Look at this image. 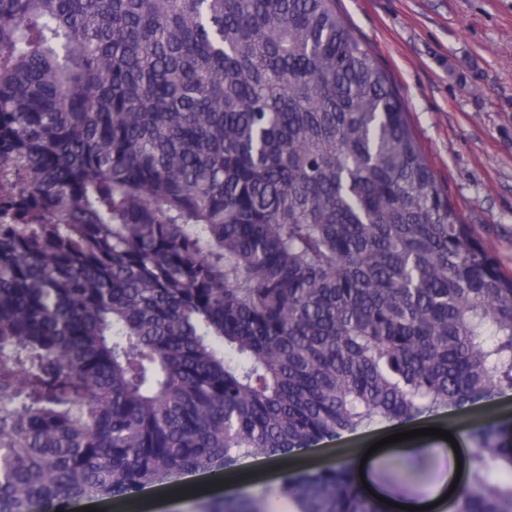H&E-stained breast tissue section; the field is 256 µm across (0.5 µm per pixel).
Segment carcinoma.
Wrapping results in <instances>:
<instances>
[{
	"mask_svg": "<svg viewBox=\"0 0 512 512\" xmlns=\"http://www.w3.org/2000/svg\"><path fill=\"white\" fill-rule=\"evenodd\" d=\"M506 389L512 276L338 0H0V512ZM500 434L454 512H512ZM271 493L375 512L348 461Z\"/></svg>",
	"mask_w": 512,
	"mask_h": 512,
	"instance_id": "1",
	"label": "carcinoma"
}]
</instances>
